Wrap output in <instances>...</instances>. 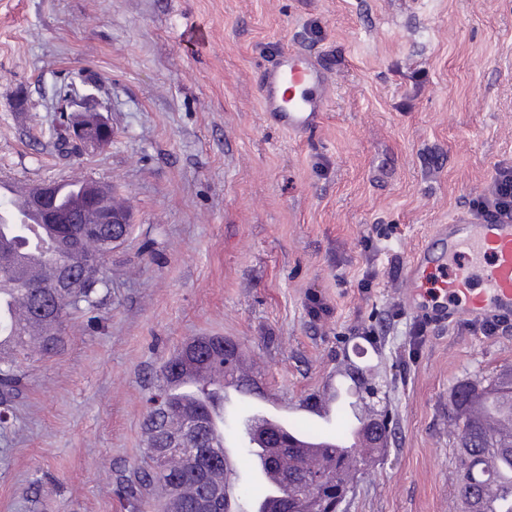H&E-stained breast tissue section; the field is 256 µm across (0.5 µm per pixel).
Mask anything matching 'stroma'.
<instances>
[{
    "label": "stroma",
    "mask_w": 512,
    "mask_h": 512,
    "mask_svg": "<svg viewBox=\"0 0 512 512\" xmlns=\"http://www.w3.org/2000/svg\"><path fill=\"white\" fill-rule=\"evenodd\" d=\"M334 86L318 128L262 112L286 49ZM89 76L114 128L83 159L48 141L55 89ZM512 163V0H0V175L111 184L132 215L93 314L25 369L0 428V512H131L146 400L184 342L223 336L283 400L353 357L387 411L347 512H457L462 383L512 368V323L432 326L409 355L402 273L437 225ZM379 276L361 291L366 242ZM379 336L354 355L356 330Z\"/></svg>",
    "instance_id": "35a3bbf8"
}]
</instances>
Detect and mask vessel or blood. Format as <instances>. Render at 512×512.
I'll return each mask as SVG.
<instances>
[{
	"label": "vessel or blood",
	"mask_w": 512,
	"mask_h": 512,
	"mask_svg": "<svg viewBox=\"0 0 512 512\" xmlns=\"http://www.w3.org/2000/svg\"><path fill=\"white\" fill-rule=\"evenodd\" d=\"M330 73L312 54L286 50L263 72L259 82L263 112L277 126L301 136L318 126L329 105ZM435 242L424 245L407 263L403 276L407 301L417 315L433 323L460 319L512 321V218L457 217L440 225ZM465 253L469 265L482 268L484 287H474L466 273L448 275L450 257ZM225 402L256 409L254 439L291 431L304 419L326 428L338 421L341 403L332 396L285 405L268 394L242 388L238 380L224 383Z\"/></svg>",
	"instance_id": "obj_1"
}]
</instances>
